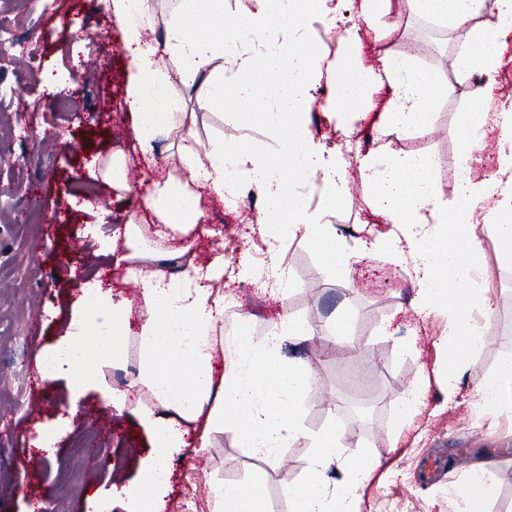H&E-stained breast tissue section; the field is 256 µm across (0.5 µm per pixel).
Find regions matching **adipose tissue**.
I'll list each match as a JSON object with an SVG mask.
<instances>
[{"label": "adipose tissue", "instance_id": "obj_1", "mask_svg": "<svg viewBox=\"0 0 512 512\" xmlns=\"http://www.w3.org/2000/svg\"><path fill=\"white\" fill-rule=\"evenodd\" d=\"M106 2L122 24L129 53L126 101L142 152H151L159 135H181L185 115L176 111L171 96L178 83L196 87L217 111L249 104L242 120L265 125L280 145L277 152L264 153L246 142L226 140L202 154L191 144H181L178 161L184 177L154 181L142 196L143 207L171 236H183L205 216L202 196L234 207L243 184H250L268 201L267 222L261 228L268 259L250 267L252 278L271 281L280 293L290 287V271L279 259L278 230L284 227L289 239L305 240L314 248L326 273L348 280L355 255L327 220L346 170L307 129L310 90L321 70L318 51L304 36L317 18H326L328 28H335V20L326 17V0H251L252 9L229 26L224 23V0H179L166 39L155 43L146 41L145 31L154 22L156 0ZM483 2L413 0L419 13L462 31L460 70L490 83L512 41V0H495L496 24L489 31L471 24ZM384 69L394 86L387 123L403 133L431 126L435 75L398 57L386 59ZM369 92L368 70L348 59L334 84L335 110L359 111ZM270 93L277 105L267 112L263 104ZM489 118L501 131L498 171L473 180V146L465 144L451 202L442 201L435 165L423 154L391 161L378 157L366 165L368 203L395 226L389 237L376 241V248L409 269L421 310L448 316L440 347L445 387L451 394L462 370L478 360L484 347L483 319L494 311L491 277L473 275L486 265L479 226L471 222L477 209H485L484 222L496 230L501 260L512 262V108L490 117L469 113L464 124H482ZM315 176L326 204L314 210L295 187ZM128 275L140 286V310H133L128 300L115 299L101 284L83 287L63 338L41 355L39 368L44 379H66L75 392L103 388L107 406L120 411L126 395L107 386L104 373L124 362L128 338L137 336L138 383L149 397L137 412L154 451L142 464L141 481L125 491L129 512H161L171 456L185 447L186 426L195 422L200 425V447H208L211 431L227 427L252 456L272 462L280 449L309 439L313 455L307 475L288 485L290 512H357L360 493L378 460L360 444L343 441L335 429L311 433L304 427L317 372L311 364L284 355L286 344L307 336L304 323L286 314L257 335L240 329L218 378L213 361L216 328L226 308L223 251H216L207 264L189 263L171 275L136 262ZM135 316L140 319L136 329L131 326ZM333 467L341 474L335 484L326 477ZM495 491L493 470L474 467L454 489L452 512H485ZM213 512H265L260 484L224 486Z\"/></svg>", "mask_w": 512, "mask_h": 512}]
</instances>
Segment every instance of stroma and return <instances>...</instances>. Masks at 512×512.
I'll return each instance as SVG.
<instances>
[{"label": "stroma", "mask_w": 512, "mask_h": 512, "mask_svg": "<svg viewBox=\"0 0 512 512\" xmlns=\"http://www.w3.org/2000/svg\"><path fill=\"white\" fill-rule=\"evenodd\" d=\"M340 26L355 28L359 61L373 75L371 92L360 114L340 126L329 112L333 85L323 76L313 88L314 110L308 130L327 152L339 156L347 171L344 202L328 220L343 244L358 256L348 282L326 274L319 256L306 242L283 244L280 257L292 272V287L273 296L247 280L230 281L233 303L225 323L244 324L260 333L282 313L299 317L309 341L289 347V354L317 356L319 387L306 407L304 426L312 432L335 427L342 438L357 434L379 464L363 490L359 512H450L449 479L428 482L430 460H440L461 479L473 466L496 465L498 492L488 512H512V410L488 409L475 414V390L501 361L512 358V265L499 261L493 228L481 233L493 281L495 313L485 326L486 349L468 365L455 396L440 384L439 339L447 326L442 314L423 315L416 307L417 290L403 265L372 251L376 237L392 229L364 198L362 165L374 152L402 157L418 152L436 165L443 199H451L458 155L464 138L478 145L472 164L480 180L498 167V132L491 126L466 130L468 112H494L512 101V44L508 45L492 91L481 95L484 78L459 70L461 44L455 30L417 13L410 0H391L396 24L382 30L377 17L364 12L362 0H328ZM0 20L26 40L32 60L0 67V114L8 123L0 130V512H30L48 504L51 512H86L99 500L103 512H124L116 490L137 484L141 464L152 452L136 408L139 394L124 382L128 401L113 415L116 432L100 436L104 448H119L118 465L94 464L71 487L60 481L74 462L79 439L94 426L102 410L97 390L84 391L78 412L60 434L54 455L36 448V426L53 425L64 415L70 397L66 379L43 383L31 391L28 375L39 356L63 336L82 282L96 279L115 296L140 306L139 290L125 279L126 266L116 260L125 251L116 238L113 254L95 255L94 237L114 235L128 221L141 224L148 249L161 251L165 241L155 233L156 217L142 208L140 194L159 176L171 173L179 140L160 138L152 157L135 140L125 102L128 52L118 22L102 0H56L49 15L30 9L24 0H0ZM398 56L431 70L443 81L433 104L432 126L400 134L383 126V112L392 96L383 60ZM58 82L48 93L45 78ZM180 109L195 115L183 130L200 152L232 137L262 152L278 143L258 124L240 123L230 111L211 109L196 90L179 87ZM70 107L58 109L60 98ZM123 151L127 169L139 180L124 191L104 182L95 157ZM42 183L41 197L29 188ZM265 211L263 198L248 196L243 207L206 203L205 231L197 235L193 262L204 264L219 237L236 240L225 254L231 266L259 256L263 244L253 227ZM343 317V333L328 338L335 315ZM428 387L426 405L400 440H393L394 399L413 381ZM210 448L199 449L196 434L174 452L172 477L162 494V512H211L215 492L225 484L261 483L269 512H288L286 483L305 476L312 450L301 439L284 448L279 464L251 457L236 434L214 430Z\"/></svg>", "instance_id": "35a3bbf8"}]
</instances>
